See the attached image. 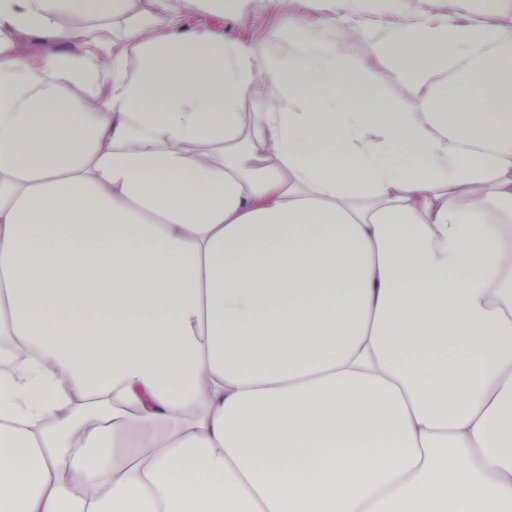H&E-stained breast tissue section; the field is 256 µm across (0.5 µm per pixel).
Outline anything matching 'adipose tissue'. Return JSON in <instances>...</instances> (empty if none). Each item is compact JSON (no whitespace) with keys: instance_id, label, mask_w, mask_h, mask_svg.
I'll return each instance as SVG.
<instances>
[{"instance_id":"ef3b65f1","label":"adipose tissue","mask_w":512,"mask_h":512,"mask_svg":"<svg viewBox=\"0 0 512 512\" xmlns=\"http://www.w3.org/2000/svg\"><path fill=\"white\" fill-rule=\"evenodd\" d=\"M477 2L377 74L295 0L284 49L0 0V512H512V28Z\"/></svg>"}]
</instances>
